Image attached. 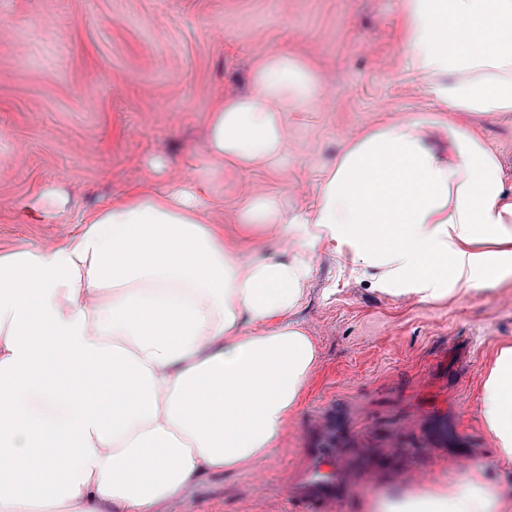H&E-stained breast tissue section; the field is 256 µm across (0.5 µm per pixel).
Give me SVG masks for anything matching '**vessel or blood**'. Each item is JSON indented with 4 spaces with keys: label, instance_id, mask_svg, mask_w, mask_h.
<instances>
[{
    "label": "vessel or blood",
    "instance_id": "obj_1",
    "mask_svg": "<svg viewBox=\"0 0 512 512\" xmlns=\"http://www.w3.org/2000/svg\"><path fill=\"white\" fill-rule=\"evenodd\" d=\"M306 464L287 491L291 503L306 504L315 512H331L345 490V474L338 455L336 427L321 429L315 447L306 449Z\"/></svg>",
    "mask_w": 512,
    "mask_h": 512
}]
</instances>
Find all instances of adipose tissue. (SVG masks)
I'll list each match as a JSON object with an SVG mask.
<instances>
[{
  "instance_id": "adipose-tissue-1",
  "label": "adipose tissue",
  "mask_w": 512,
  "mask_h": 512,
  "mask_svg": "<svg viewBox=\"0 0 512 512\" xmlns=\"http://www.w3.org/2000/svg\"><path fill=\"white\" fill-rule=\"evenodd\" d=\"M399 39L439 118L349 138L303 207L243 189L237 220L272 225L274 254L227 241L192 177L97 209L60 245L0 254V512H172L203 476L271 460L318 361L299 314L323 253L403 300L512 279V188L481 137L441 118L512 112V0H403ZM252 83L211 105L204 166L284 172L288 115L323 88L280 50ZM478 412L492 468L400 483L365 512H512V345Z\"/></svg>"
}]
</instances>
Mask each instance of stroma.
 <instances>
[{
  "instance_id": "1",
  "label": "stroma",
  "mask_w": 512,
  "mask_h": 512,
  "mask_svg": "<svg viewBox=\"0 0 512 512\" xmlns=\"http://www.w3.org/2000/svg\"><path fill=\"white\" fill-rule=\"evenodd\" d=\"M400 8L401 0H0V253L58 245L98 207L194 175L212 101L249 91L265 49L303 62L325 96L317 111L288 115L287 178L263 168L216 174L210 219L237 236L247 180L303 206L314 171L335 163L348 138L432 108L394 34ZM463 122L512 179V114ZM311 288L301 317L318 363L274 458L206 475L175 512H285L286 485L329 411L350 460L380 459L335 512H361L395 479L454 481L493 463L475 408L489 361L512 343V280L440 303L398 301L326 255ZM452 424L469 430L468 447H437Z\"/></svg>"
}]
</instances>
